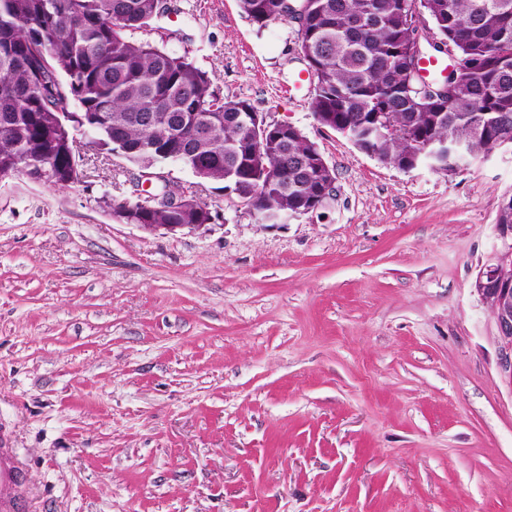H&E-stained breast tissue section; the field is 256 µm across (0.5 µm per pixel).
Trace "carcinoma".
Returning <instances> with one entry per match:
<instances>
[{
    "instance_id": "carcinoma-1",
    "label": "carcinoma",
    "mask_w": 512,
    "mask_h": 512,
    "mask_svg": "<svg viewBox=\"0 0 512 512\" xmlns=\"http://www.w3.org/2000/svg\"><path fill=\"white\" fill-rule=\"evenodd\" d=\"M258 28L285 21L284 0H239ZM167 10L165 0H0V173L18 166L66 188L75 172L69 121L99 135L148 170L175 159L213 181L227 179L264 223L303 214L327 200L332 170L319 169L314 143L292 131L270 151L288 178L256 177L247 163L241 112L256 108L220 96L207 72L130 34ZM431 22L460 59L452 103L418 89L408 64L414 18ZM298 46L313 82V114L348 129L360 151L414 169L419 145L435 136L464 144L430 168L453 172L512 143V0H306ZM128 224H211L195 196L174 206L147 199L117 207Z\"/></svg>"
}]
</instances>
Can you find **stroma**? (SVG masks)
<instances>
[{
  "label": "stroma",
  "instance_id": "1",
  "mask_svg": "<svg viewBox=\"0 0 512 512\" xmlns=\"http://www.w3.org/2000/svg\"><path fill=\"white\" fill-rule=\"evenodd\" d=\"M168 3L136 39L300 128L333 191L262 224L170 164L216 219L152 233L113 211L137 167L84 136V181L0 182V424L37 512H512V389L474 291L512 149L401 170L315 120L296 23Z\"/></svg>",
  "mask_w": 512,
  "mask_h": 512
}]
</instances>
